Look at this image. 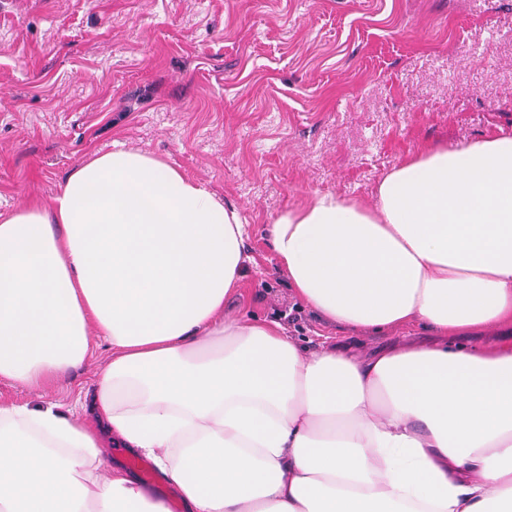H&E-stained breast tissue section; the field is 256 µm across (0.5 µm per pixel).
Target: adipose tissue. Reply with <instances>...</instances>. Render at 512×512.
<instances>
[{"label": "adipose tissue", "instance_id": "adipose-tissue-1", "mask_svg": "<svg viewBox=\"0 0 512 512\" xmlns=\"http://www.w3.org/2000/svg\"><path fill=\"white\" fill-rule=\"evenodd\" d=\"M248 230L235 204L113 141L49 204L0 214V379L37 391L107 343L97 428L0 403V512H169L109 462L149 458L183 512H512V134L432 145L372 205L314 192L269 246L329 323L431 340L306 353L229 318Z\"/></svg>", "mask_w": 512, "mask_h": 512}]
</instances>
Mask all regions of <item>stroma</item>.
<instances>
[{"label":"stroma","instance_id":"35a3bbf8","mask_svg":"<svg viewBox=\"0 0 512 512\" xmlns=\"http://www.w3.org/2000/svg\"><path fill=\"white\" fill-rule=\"evenodd\" d=\"M512 132V0H0V211L50 202L113 140L236 204L250 263L230 317L274 318L302 350L366 355L421 335L321 320L265 237L314 191L371 203L407 156ZM103 348L61 388L0 381V402L90 401Z\"/></svg>","mask_w":512,"mask_h":512}]
</instances>
